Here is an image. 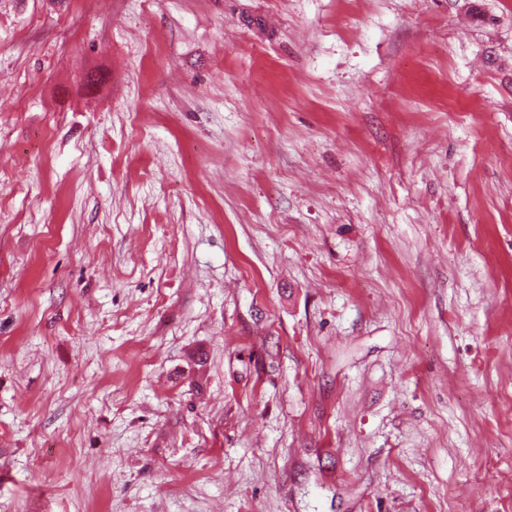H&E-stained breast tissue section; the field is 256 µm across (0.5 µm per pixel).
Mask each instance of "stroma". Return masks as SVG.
I'll return each instance as SVG.
<instances>
[{"label":"stroma","mask_w":512,"mask_h":512,"mask_svg":"<svg viewBox=\"0 0 512 512\" xmlns=\"http://www.w3.org/2000/svg\"><path fill=\"white\" fill-rule=\"evenodd\" d=\"M0 512H512V0H0Z\"/></svg>","instance_id":"stroma-1"}]
</instances>
